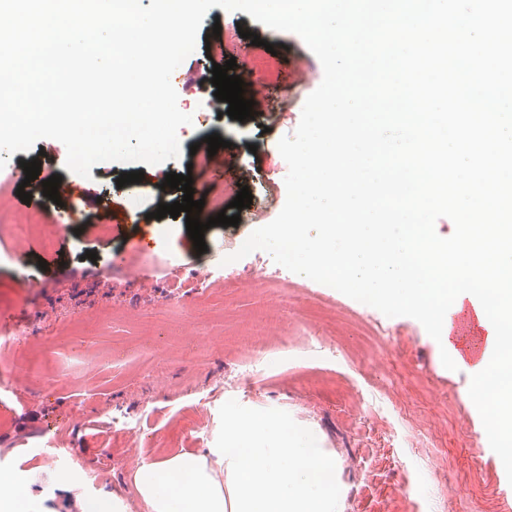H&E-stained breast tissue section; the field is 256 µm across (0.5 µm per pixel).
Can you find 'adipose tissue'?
I'll use <instances>...</instances> for the list:
<instances>
[{"mask_svg":"<svg viewBox=\"0 0 512 512\" xmlns=\"http://www.w3.org/2000/svg\"><path fill=\"white\" fill-rule=\"evenodd\" d=\"M32 478L0 481V512H48ZM142 512H342L336 454L308 447L251 408H238L218 447L174 450L133 475Z\"/></svg>","mask_w":512,"mask_h":512,"instance_id":"obj_1","label":"adipose tissue"}]
</instances>
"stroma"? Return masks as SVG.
<instances>
[{
    "mask_svg": "<svg viewBox=\"0 0 512 512\" xmlns=\"http://www.w3.org/2000/svg\"><path fill=\"white\" fill-rule=\"evenodd\" d=\"M217 27L251 31L262 40L255 46L238 39L234 52L235 74L256 86L252 118L198 114L178 131L177 158L144 166L141 182L122 187L116 180L126 165L103 162L81 178L66 169V148L56 140H39L11 157L15 170L21 161L40 159L41 179L57 174L85 192L80 226L62 228L52 251L36 239L14 253L0 242V313L27 315L36 331L0 349V363L66 335L72 319L111 308L123 316L89 333L88 343L102 351L96 363L61 347L50 363L51 371L62 372L60 382L41 389L21 383L0 395V479H26L38 464L44 471L37 487L45 498L53 497L57 476L80 479L92 498L120 495L142 460L214 443L210 426L194 428L198 413L220 420L240 406L287 419L289 429L314 446L335 451L346 512H512V483L469 398L473 371L462 362L446 369L438 343L419 321L385 316L285 269L263 250L228 262L258 219L272 221L285 204L288 166L278 143L295 132L323 67L298 35L273 31L242 11L211 10L181 71L205 59ZM215 133L229 143L223 165L192 166L191 145ZM188 169L195 197L220 192L229 202L243 186L253 196L241 212L226 209V216H239L238 226L205 231L202 254L185 216H153L166 174ZM111 209L129 218L104 236L98 226ZM146 235L154 240L149 254L137 248ZM89 250L96 260L86 259ZM113 266L132 267L135 274L107 277ZM236 270L250 283L225 288V277ZM204 273L213 290L205 301L197 295ZM355 313L374 326L377 347L365 348L349 321ZM142 321L167 335L192 337L194 350L113 361L107 354L112 343L134 339ZM260 334L273 341L262 354L255 351ZM247 371L257 375L250 392L237 382ZM442 414L447 422L420 446L414 430ZM45 424L57 427L68 454L49 459L39 436ZM20 429L26 432L22 443L14 439ZM451 458L456 467L449 473Z\"/></svg>",
    "mask_w": 512,
    "mask_h": 512,
    "instance_id": "35a3bbf8",
    "label": "stroma"
}]
</instances>
